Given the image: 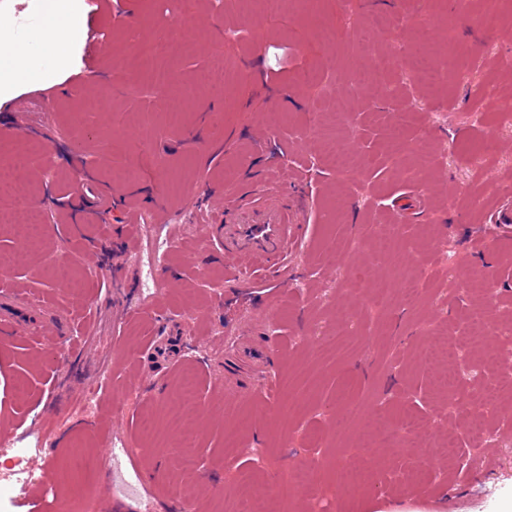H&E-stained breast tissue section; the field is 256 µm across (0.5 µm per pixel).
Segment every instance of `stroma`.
Returning <instances> with one entry per match:
<instances>
[{
  "mask_svg": "<svg viewBox=\"0 0 512 512\" xmlns=\"http://www.w3.org/2000/svg\"><path fill=\"white\" fill-rule=\"evenodd\" d=\"M88 17L86 38L63 48L59 83L31 81L0 104V155L23 150L16 172L28 195L0 199L4 294L26 307L30 324L0 337V440L33 449L43 469L37 487L0 499V512H55L58 498L82 512L87 497L108 492L116 512H235L247 492L275 501L281 477L312 471L314 490L295 488L298 512H500L512 501V351L497 337L472 335L491 319L512 326V235L494 250L475 246L483 216L512 188V0H319L317 23L296 6L262 22L235 0H74ZM501 26L485 27L482 8ZM377 15L388 32L361 33ZM336 31L333 42L319 27ZM184 48L171 59L166 91L140 89L142 50ZM445 72L439 85L412 80L422 42ZM224 58L223 85L204 91L167 123L170 98ZM383 64L384 79L356 86V71ZM319 75L301 85L305 71ZM401 131L404 157L386 145ZM342 144L355 162L342 174L331 156ZM287 160L307 207L301 240L285 278L255 274L241 286L204 240L208 193ZM181 182L165 198L168 180ZM136 192V207L164 198V213L131 227L132 253H121L109 222L88 216L69 224L64 202L79 181ZM414 193L428 207L398 223L393 205ZM39 214L36 241L20 247L16 231ZM394 232L408 259L394 267L379 231ZM417 293L405 301L407 281ZM391 291L380 297L376 282ZM61 317L77 330L81 356L49 342L39 318ZM163 314L183 336L162 367L151 345ZM266 341L269 364L225 384L224 366L239 337ZM195 377V400L175 390ZM272 377L270 408L245 385ZM449 380L458 405L438 388ZM354 393L350 414L344 390ZM421 392L425 406L411 396ZM493 426L477 438L473 415ZM152 417L156 438L144 440ZM191 437L196 468L172 423ZM241 431L238 447L224 433ZM468 440L467 477L439 483L427 455L456 452ZM109 458V472L67 476L71 458ZM367 476L353 485L337 472Z\"/></svg>",
  "mask_w": 512,
  "mask_h": 512,
  "instance_id": "stroma-1",
  "label": "stroma"
}]
</instances>
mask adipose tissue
<instances>
[{
    "label": "adipose tissue",
    "mask_w": 512,
    "mask_h": 512,
    "mask_svg": "<svg viewBox=\"0 0 512 512\" xmlns=\"http://www.w3.org/2000/svg\"><path fill=\"white\" fill-rule=\"evenodd\" d=\"M86 17L71 19L57 0H48L40 30L26 39L0 29V103L10 99L32 75L50 76L61 55L57 46L65 44L75 30H86Z\"/></svg>",
    "instance_id": "obj_1"
}]
</instances>
